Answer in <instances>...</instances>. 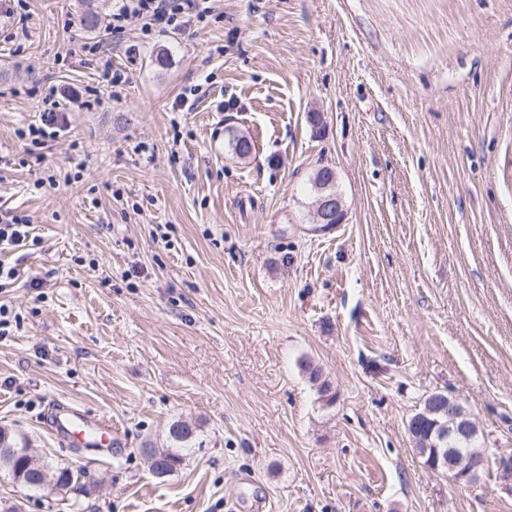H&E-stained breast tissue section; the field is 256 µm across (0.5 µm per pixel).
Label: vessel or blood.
Listing matches in <instances>:
<instances>
[{
    "mask_svg": "<svg viewBox=\"0 0 512 512\" xmlns=\"http://www.w3.org/2000/svg\"><path fill=\"white\" fill-rule=\"evenodd\" d=\"M48 420L53 432L68 446L95 447L111 454L116 434L109 420L89 417L80 408L61 401L49 405Z\"/></svg>",
    "mask_w": 512,
    "mask_h": 512,
    "instance_id": "b4317fda",
    "label": "vessel or blood"
}]
</instances>
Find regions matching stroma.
<instances>
[{
  "mask_svg": "<svg viewBox=\"0 0 512 512\" xmlns=\"http://www.w3.org/2000/svg\"><path fill=\"white\" fill-rule=\"evenodd\" d=\"M213 7L175 31L96 35L118 88L68 51L86 41L82 0H28V40L0 37V214L31 216L42 241L0 251L18 271L0 304L20 321L0 339V426L78 474L62 497L0 478V505L512 512V0ZM52 81L102 102L21 142ZM323 165L345 210L328 231ZM437 391L476 424L475 482L413 447L408 422ZM52 399L111 419V459L60 442ZM177 420L197 436L156 477L143 448ZM311 187L314 193V204L325 196H336L321 200L318 211H316V223L330 224L336 218V224H339L342 221H339V218L342 216L343 219L344 216V204L342 195L336 190V174L325 167L317 168L311 180Z\"/></svg>",
  "mask_w": 512,
  "mask_h": 512,
  "instance_id": "35a3bbf8",
  "label": "stroma"
}]
</instances>
